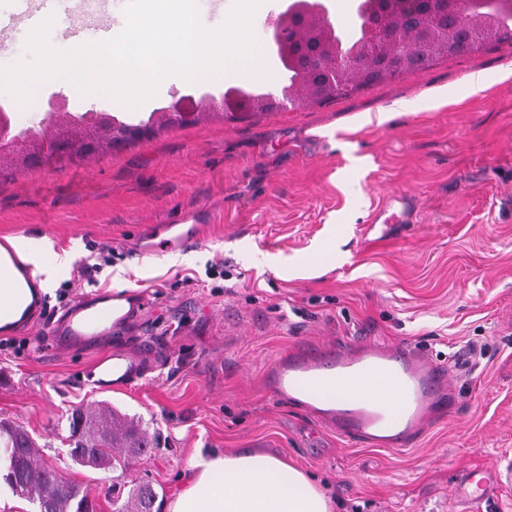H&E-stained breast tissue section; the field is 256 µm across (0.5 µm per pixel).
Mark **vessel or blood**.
Returning a JSON list of instances; mask_svg holds the SVG:
<instances>
[{"instance_id":"vessel-or-blood-1","label":"vessel or blood","mask_w":512,"mask_h":512,"mask_svg":"<svg viewBox=\"0 0 512 512\" xmlns=\"http://www.w3.org/2000/svg\"><path fill=\"white\" fill-rule=\"evenodd\" d=\"M198 231H179L174 224H158L148 230L137 247L140 256L151 258L176 249L197 246ZM20 274L33 282L31 269L20 265L15 247L0 242V280ZM31 318L42 322L58 344L86 343L109 336L113 324L110 307L92 299L75 301L63 321L49 319L41 301H34ZM143 375L139 361L114 351L93 364L91 383L97 389H119ZM385 376L393 397H336L338 385L348 381L371 382ZM266 388L276 397L309 411H319L321 420L350 440L362 444L383 443L394 448L415 445L428 417L437 410H455L457 399L448 383V369L406 348L366 344L356 349L343 345L319 348L308 342L293 345L263 374ZM512 485V470L486 468L466 474L459 488L461 497L480 505L495 491Z\"/></svg>"}]
</instances>
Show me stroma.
Here are the masks:
<instances>
[{
    "mask_svg": "<svg viewBox=\"0 0 512 512\" xmlns=\"http://www.w3.org/2000/svg\"><path fill=\"white\" fill-rule=\"evenodd\" d=\"M475 72L487 80L478 93L466 84ZM231 87L268 91L234 78L174 83L142 110L82 107L52 85L32 108L0 94L19 130L58 95L74 119L107 110L136 124L188 94L206 112L74 164L0 170V239L71 257L42 297L50 315L116 287L133 301L99 345L62 351L43 327L0 329V421L24 428L38 464L86 488L98 512L142 483L169 501L198 448L290 461L335 512H469L461 474L512 459V45L275 112L212 111L206 95ZM397 195L410 215L385 223ZM197 210L209 218L203 240L178 262L137 255L143 229ZM218 261L222 279L208 273ZM149 339L143 379L109 393L87 383L94 360L140 354ZM301 341L409 346L448 365L459 404L413 447L354 444L265 388V368ZM101 405L152 450L106 471L74 463L70 416Z\"/></svg>",
    "mask_w": 512,
    "mask_h": 512,
    "instance_id": "1",
    "label": "stroma"
}]
</instances>
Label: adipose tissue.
<instances>
[{
	"label": "adipose tissue",
	"instance_id": "obj_1",
	"mask_svg": "<svg viewBox=\"0 0 512 512\" xmlns=\"http://www.w3.org/2000/svg\"><path fill=\"white\" fill-rule=\"evenodd\" d=\"M167 512H332L304 471L259 452L195 450Z\"/></svg>",
	"mask_w": 512,
	"mask_h": 512
}]
</instances>
